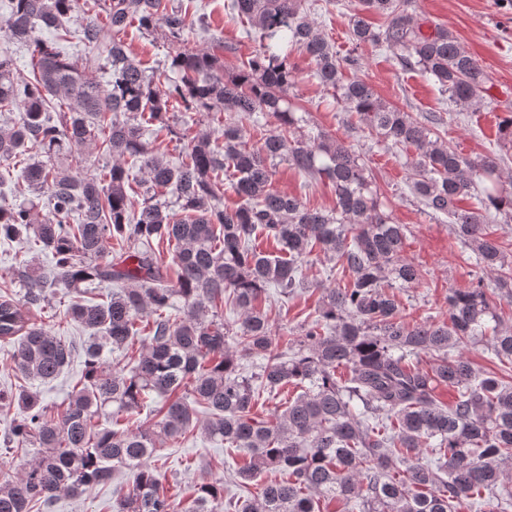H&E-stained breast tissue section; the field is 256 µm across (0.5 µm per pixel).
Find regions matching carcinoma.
<instances>
[{"label": "carcinoma", "mask_w": 512, "mask_h": 512, "mask_svg": "<svg viewBox=\"0 0 512 512\" xmlns=\"http://www.w3.org/2000/svg\"><path fill=\"white\" fill-rule=\"evenodd\" d=\"M87 2L5 0L8 37L33 50L27 71L0 55V112H20L0 128V166L17 169L15 191L43 197L45 212L31 200L0 205V239L26 254L47 252L55 263L47 277L27 262L24 295L0 297V342L13 347L22 380L56 379L77 346L50 335L30 311L43 309L59 288L77 294L67 313L87 337L84 370L60 414L25 386L0 390V402L17 410L4 447L39 449L20 475L0 483V512H40L58 493L79 496L123 470L130 478L112 512H216L224 481L200 484L182 506L151 464L157 448L197 430L245 455L233 482L248 497L235 512H321L336 500L343 512H508L512 383L475 368L465 351L489 334L491 353L512 365V327L495 321L480 276L451 291L447 318H402L394 289L421 281L403 257L407 227L380 209L352 146L325 134L288 138L303 117L288 100L296 77L281 49L309 58L319 83L378 142L414 151L413 193L433 214L448 216L476 267L496 275L512 298V270L504 271L503 242L488 219L496 213L512 221L504 158L462 156L429 122L342 73L361 69L363 46L381 45L469 107L486 91L478 60L447 29L415 22L411 0H362L343 59L301 0H231L246 33L259 40L247 66L224 78L209 53L179 52L172 59L179 80L164 89L127 53L121 33L136 21L146 33L164 29L177 45L191 23L163 0H107L105 21L87 17L81 39L91 52L87 65L111 72L105 89L60 50L71 16L86 12ZM368 12L386 17V27L375 30ZM172 102L228 113L223 140L177 131L165 119ZM254 112L265 113L268 130L250 145L236 119ZM146 122L184 141L178 162L144 140ZM92 146L113 156L110 169L88 170ZM280 162L331 182L334 209L273 191ZM135 168L148 182L137 208L128 195ZM221 171L242 199L236 208L218 204ZM465 200L473 207L461 206ZM259 233L278 254L258 249ZM114 240L123 244L115 255ZM317 249L351 281L322 288L316 318L280 334L265 308L267 289L288 299L306 288L304 267ZM105 284L111 288L99 299L81 294ZM226 305L240 312L234 329L221 315ZM106 349L127 363L105 369ZM244 360L258 361L257 370L243 372ZM285 386L301 392L272 418L259 417L254 407L263 393ZM442 388L456 392L449 406L438 400ZM153 394L160 397L156 421L143 428L135 415Z\"/></svg>", "instance_id": "obj_1"}]
</instances>
